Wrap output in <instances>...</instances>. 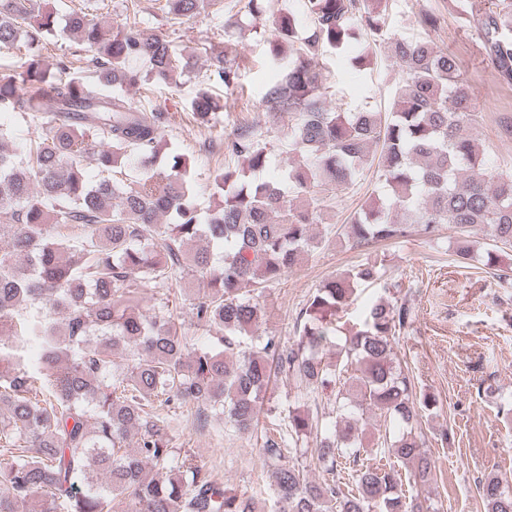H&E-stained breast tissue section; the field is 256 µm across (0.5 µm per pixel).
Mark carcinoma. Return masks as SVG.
<instances>
[{
  "label": "carcinoma",
  "mask_w": 512,
  "mask_h": 512,
  "mask_svg": "<svg viewBox=\"0 0 512 512\" xmlns=\"http://www.w3.org/2000/svg\"><path fill=\"white\" fill-rule=\"evenodd\" d=\"M241 8L225 28L272 29L273 59L284 77L262 98L264 112L288 113L280 144L291 164L282 181L269 170V142L253 126L227 136L224 149L244 166L216 172L222 206L204 210L186 158L169 157L156 172L165 140L161 112H146L124 88L147 78L169 83L194 68L172 49L168 35L142 25L136 0L125 24L107 36L102 20L73 11L70 32L94 53L97 90L74 76L54 77L38 55L0 73V108L40 124L42 133L20 153L2 147L0 125V512H256L253 502L212 479L193 454L173 447V417L161 407H202L224 416L240 433L257 422L278 373L292 377L305 397L336 389L331 413L288 415V435L267 432L260 454L274 466L272 512H440L408 496L403 473L416 485L434 479L423 451L421 420L435 407L417 396L396 365L394 342L410 318L405 304L377 300L359 326L337 325L361 282H376L375 266L324 281L301 310L300 336L288 344L269 333L253 336L267 314L266 288L319 248L313 225L322 207L357 185L367 170L387 190L345 225L352 245L404 237L413 226L432 237L442 224L455 233L457 262L476 250L470 231L490 228L495 247L512 252V170L492 173L474 135L479 108L456 58L429 40L390 30L392 0H303L296 14L271 10V0H235ZM204 0H166L174 22L190 18ZM462 19L481 35L498 79L512 85V0H460ZM54 16L38 0H0V54L26 38L33 46L52 33ZM351 40L361 48L356 69L383 53L401 76L385 112L332 105L327 76L316 59ZM148 62L140 75L131 62ZM241 63L211 52L207 80L229 88ZM202 123L223 110L208 92L190 102ZM135 158L140 177L123 173ZM94 165L97 178L87 174ZM165 222H160V218ZM203 239L204 249L186 250ZM205 284L192 303L195 329L186 336L169 301L144 310L143 288L166 295L186 274ZM52 312L29 319L39 300ZM336 347V360L323 351ZM384 431L372 452L380 467L358 466L366 451L357 423L372 409ZM137 435L128 446L130 435ZM306 438L330 478L316 482L285 461ZM348 462L353 487L343 490L338 467ZM487 512H512V490L497 477L481 487Z\"/></svg>",
  "instance_id": "cac0c4a2"
}]
</instances>
